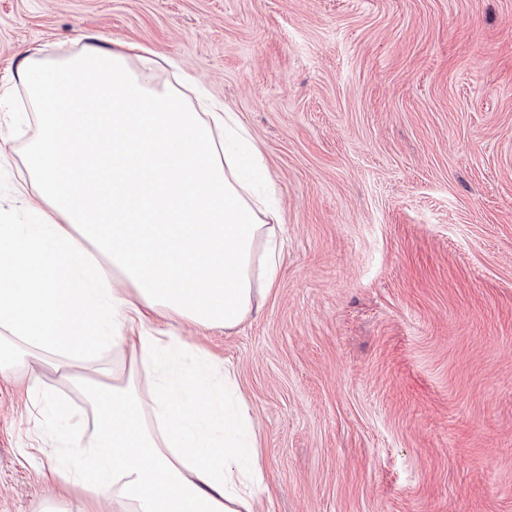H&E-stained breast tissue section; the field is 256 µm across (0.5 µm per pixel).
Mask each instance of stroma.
<instances>
[{
	"mask_svg": "<svg viewBox=\"0 0 512 512\" xmlns=\"http://www.w3.org/2000/svg\"><path fill=\"white\" fill-rule=\"evenodd\" d=\"M91 34L202 80L274 186L277 287L189 338L256 420V512H512V0H0V85ZM38 135L0 106V224L38 221ZM92 418L50 360L0 379V512Z\"/></svg>",
	"mask_w": 512,
	"mask_h": 512,
	"instance_id": "stroma-1",
	"label": "stroma"
}]
</instances>
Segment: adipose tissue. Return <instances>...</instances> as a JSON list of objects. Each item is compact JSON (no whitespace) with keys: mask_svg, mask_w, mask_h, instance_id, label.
I'll use <instances>...</instances> for the list:
<instances>
[{"mask_svg":"<svg viewBox=\"0 0 512 512\" xmlns=\"http://www.w3.org/2000/svg\"><path fill=\"white\" fill-rule=\"evenodd\" d=\"M154 65L135 44L93 41L17 65L42 130L28 168L44 206L40 224H0V378L29 355L60 362L97 419L68 456L71 480L111 512H254L247 401L178 329L231 330L260 309L281 266L279 212L254 188L263 159L236 114L203 90L191 102L155 86ZM112 350L128 364L108 365Z\"/></svg>","mask_w":512,"mask_h":512,"instance_id":"obj_1","label":"adipose tissue"}]
</instances>
